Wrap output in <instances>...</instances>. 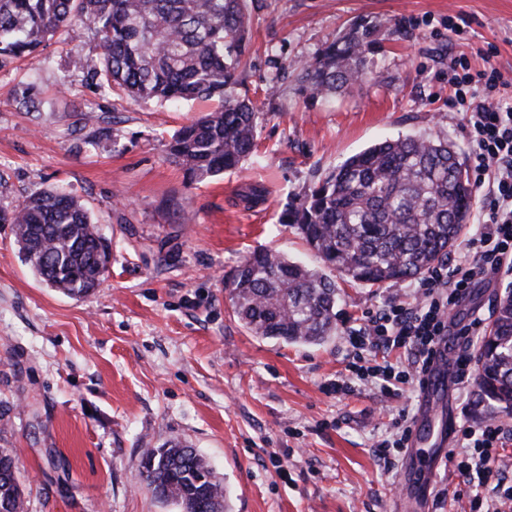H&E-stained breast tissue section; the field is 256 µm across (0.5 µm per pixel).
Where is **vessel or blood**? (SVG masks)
<instances>
[{"instance_id":"1","label":"vessel or blood","mask_w":512,"mask_h":512,"mask_svg":"<svg viewBox=\"0 0 512 512\" xmlns=\"http://www.w3.org/2000/svg\"><path fill=\"white\" fill-rule=\"evenodd\" d=\"M454 370L447 353H439L420 388V405L407 442L398 506L421 512L434 493V479L453 437L456 421Z\"/></svg>"}]
</instances>
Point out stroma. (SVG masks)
I'll return each instance as SVG.
<instances>
[{
    "mask_svg": "<svg viewBox=\"0 0 512 512\" xmlns=\"http://www.w3.org/2000/svg\"><path fill=\"white\" fill-rule=\"evenodd\" d=\"M251 44L235 87L258 108L256 154L242 167L189 180L168 156L181 127L210 102L143 104L73 85V51L91 38L52 39L31 66L0 68V210L60 185L79 195L110 240L101 285L84 298L48 287L0 223V448L16 460L26 512H181L142 474L144 449L197 448L227 489L229 512H397L403 458L374 447L419 391L383 401L377 390L325 394L352 352L348 333L413 283L339 282L336 334L317 346L251 336L224 288L250 253L320 260L283 214L317 177L384 140L434 134L465 169L474 148L449 102L448 58L465 54L512 81V0H248ZM465 19L469 38L448 34ZM352 21L382 24L377 80L313 96L300 64ZM280 93L264 94L272 79ZM35 86L39 109L17 97ZM94 114L117 140L95 136ZM262 197L246 202L251 188ZM504 282L473 288L464 317L492 325ZM459 439L437 472L431 512H467Z\"/></svg>",
    "mask_w": 512,
    "mask_h": 512,
    "instance_id": "35a3bbf8",
    "label": "stroma"
}]
</instances>
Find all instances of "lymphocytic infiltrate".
<instances>
[{
	"mask_svg": "<svg viewBox=\"0 0 512 512\" xmlns=\"http://www.w3.org/2000/svg\"><path fill=\"white\" fill-rule=\"evenodd\" d=\"M448 85L474 146L475 184L484 200L477 234L460 256L430 269L414 303L392 300L365 316L349 336L347 371L330 381L328 392L373 385L389 399L399 396L402 385H421L452 311L483 279L512 278V107L502 104L508 83L497 68L477 69L458 55L448 60ZM461 439L457 471L463 483L493 488L491 495L471 499V512H512V468L499 453L512 444V421L465 428Z\"/></svg>",
	"mask_w": 512,
	"mask_h": 512,
	"instance_id": "obj_1",
	"label": "lymphocytic infiltrate"
}]
</instances>
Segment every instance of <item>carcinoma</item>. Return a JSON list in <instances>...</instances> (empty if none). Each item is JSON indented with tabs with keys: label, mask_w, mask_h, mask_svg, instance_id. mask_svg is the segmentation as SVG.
Wrapping results in <instances>:
<instances>
[{
	"label": "carcinoma",
	"mask_w": 512,
	"mask_h": 512,
	"mask_svg": "<svg viewBox=\"0 0 512 512\" xmlns=\"http://www.w3.org/2000/svg\"><path fill=\"white\" fill-rule=\"evenodd\" d=\"M247 0H0V68L33 60L56 35L87 31L96 59L71 57L89 89L118 88L139 102L216 99L220 109L176 132L173 161L194 179L237 168L255 151L252 102L231 90L248 49ZM380 27L354 21L302 65L314 93L378 78L369 59ZM474 185L448 140H385L325 172L286 213L320 259L310 269L272 250L248 255L226 288L233 313L253 335L319 345L336 333V278L366 285L420 278L455 247ZM0 222L15 227L34 272L75 298L98 288L111 251L98 221L63 189L36 192ZM479 400L512 416V297L504 299L477 357ZM143 476L155 497L182 512H226V491L195 448L169 442L146 449ZM0 512H24L12 455L0 450Z\"/></svg>",
	"instance_id": "carcinoma-1"
}]
</instances>
